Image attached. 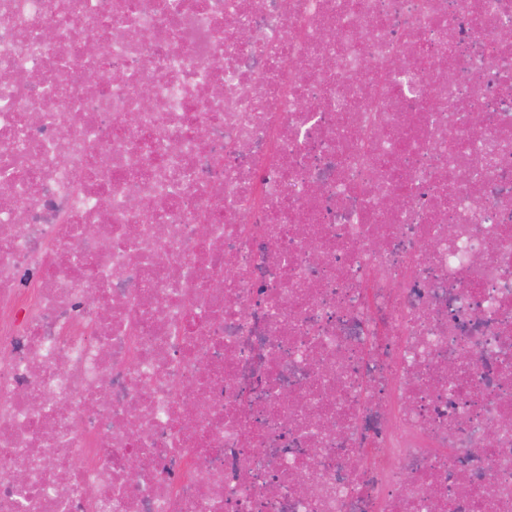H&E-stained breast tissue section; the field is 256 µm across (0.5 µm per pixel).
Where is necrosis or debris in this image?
Listing matches in <instances>:
<instances>
[{
	"instance_id": "1",
	"label": "necrosis or debris",
	"mask_w": 512,
	"mask_h": 512,
	"mask_svg": "<svg viewBox=\"0 0 512 512\" xmlns=\"http://www.w3.org/2000/svg\"><path fill=\"white\" fill-rule=\"evenodd\" d=\"M506 27L0 0V512H512Z\"/></svg>"
}]
</instances>
